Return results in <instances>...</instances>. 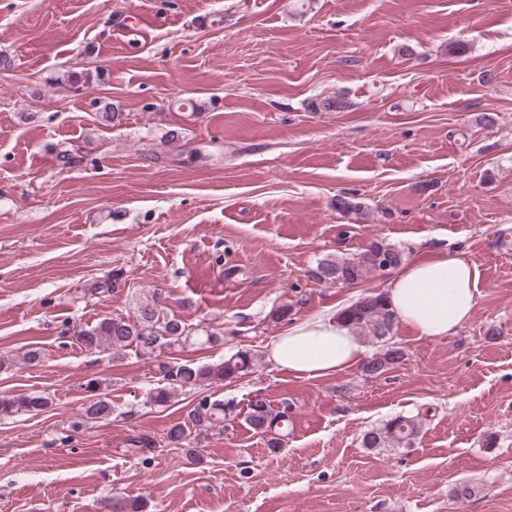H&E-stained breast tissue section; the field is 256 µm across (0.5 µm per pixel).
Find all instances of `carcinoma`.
<instances>
[{
	"mask_svg": "<svg viewBox=\"0 0 512 512\" xmlns=\"http://www.w3.org/2000/svg\"><path fill=\"white\" fill-rule=\"evenodd\" d=\"M397 268L405 263V253L391 244L376 242L359 254L328 255L317 262L311 271V277L320 282L331 283L338 279L359 284L380 271L382 264ZM341 323L347 326L357 337L376 347V351L362 364L364 375L372 378L385 374L388 370L404 361L405 351L393 341L397 317L379 292H369L355 302L344 307L338 313ZM76 340L87 350L96 351L106 345L121 353L127 347L134 346L143 352H152L164 345L186 342L191 338V330L178 319L170 318L156 304L139 307L135 320L123 318H105L92 329L74 332ZM252 366V358L247 351H239L223 362L213 365H196L189 362H169L158 365V371L166 385L158 386L150 392V400L156 405L170 402L173 391L180 387L200 388L205 383L222 382L244 374ZM84 392L88 403L83 413L89 420L107 417L111 404L106 396L104 383L97 378L84 382ZM48 405L44 396H28L14 399H0V416L18 411L39 410ZM289 407L274 410L266 398L255 394L249 401L248 421L254 429L270 436L268 446L276 448L281 443L277 429L288 422ZM224 403L202 396L188 415L192 426L197 430H208L223 423ZM423 417L416 415H398L377 426L366 430L361 444L364 448L407 449L413 447L421 433ZM190 426V427H192ZM187 423L172 427L159 444L152 439L141 437L134 445L142 449L167 447H185L186 457L194 462L199 459L196 450L190 447L191 430Z\"/></svg>",
	"mask_w": 512,
	"mask_h": 512,
	"instance_id": "obj_1",
	"label": "carcinoma"
}]
</instances>
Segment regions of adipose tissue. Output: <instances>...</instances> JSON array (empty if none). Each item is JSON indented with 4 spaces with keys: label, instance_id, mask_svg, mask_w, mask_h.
<instances>
[{
    "label": "adipose tissue",
    "instance_id": "ef3b65f1",
    "mask_svg": "<svg viewBox=\"0 0 512 512\" xmlns=\"http://www.w3.org/2000/svg\"><path fill=\"white\" fill-rule=\"evenodd\" d=\"M387 301L400 323L428 338L457 332L477 302V269L462 256L439 255L398 268L387 283ZM362 344L335 313L327 312L288 327L268 358L300 377H320L355 365Z\"/></svg>",
    "mask_w": 512,
    "mask_h": 512
}]
</instances>
